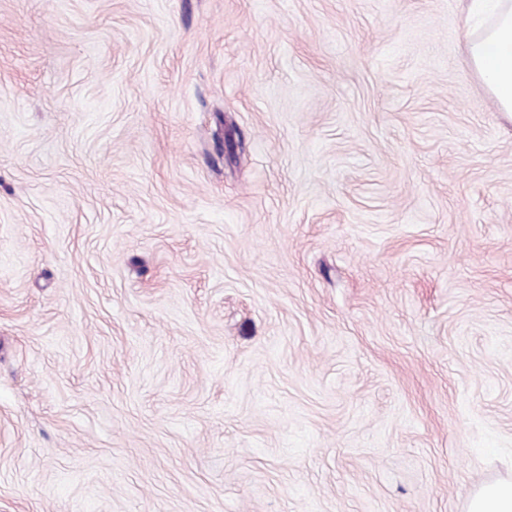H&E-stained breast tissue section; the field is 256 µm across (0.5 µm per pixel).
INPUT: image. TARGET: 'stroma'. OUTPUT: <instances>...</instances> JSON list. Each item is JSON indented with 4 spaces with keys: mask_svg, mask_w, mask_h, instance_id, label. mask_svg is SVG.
I'll list each match as a JSON object with an SVG mask.
<instances>
[{
    "mask_svg": "<svg viewBox=\"0 0 512 512\" xmlns=\"http://www.w3.org/2000/svg\"><path fill=\"white\" fill-rule=\"evenodd\" d=\"M462 0H0V512H465L512 462V118Z\"/></svg>",
    "mask_w": 512,
    "mask_h": 512,
    "instance_id": "stroma-1",
    "label": "stroma"
}]
</instances>
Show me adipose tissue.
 <instances>
[{
    "instance_id": "obj_1",
    "label": "adipose tissue",
    "mask_w": 512,
    "mask_h": 512,
    "mask_svg": "<svg viewBox=\"0 0 512 512\" xmlns=\"http://www.w3.org/2000/svg\"><path fill=\"white\" fill-rule=\"evenodd\" d=\"M492 24L467 39L470 65L499 111L512 115V0H496ZM466 512H512V475L473 492Z\"/></svg>"
}]
</instances>
